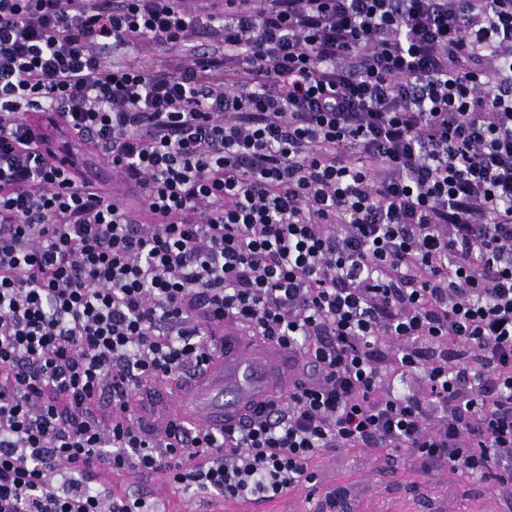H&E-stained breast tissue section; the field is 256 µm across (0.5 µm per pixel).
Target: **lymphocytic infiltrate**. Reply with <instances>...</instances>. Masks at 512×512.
<instances>
[{"label": "lymphocytic infiltrate", "instance_id": "lymphocytic-infiltrate-1", "mask_svg": "<svg viewBox=\"0 0 512 512\" xmlns=\"http://www.w3.org/2000/svg\"><path fill=\"white\" fill-rule=\"evenodd\" d=\"M227 325L287 395L134 420ZM340 449L512 496V0H0V512H156L98 470L270 501ZM46 133L51 147L62 152V149L68 146L79 160V166L83 172L89 171L100 179L99 182L112 187V170L99 153L87 143L71 135L54 116L46 127Z\"/></svg>", "mask_w": 512, "mask_h": 512}]
</instances>
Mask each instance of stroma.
I'll return each mask as SVG.
<instances>
[{
    "instance_id": "obj_1",
    "label": "stroma",
    "mask_w": 512,
    "mask_h": 512,
    "mask_svg": "<svg viewBox=\"0 0 512 512\" xmlns=\"http://www.w3.org/2000/svg\"><path fill=\"white\" fill-rule=\"evenodd\" d=\"M49 144L55 149H70L82 170L111 184L112 170L87 143L71 135L59 120L46 127ZM320 486H298L288 495L268 501L265 512H320L326 491L346 488L347 500L355 512H425L423 500L433 497L443 512H507L491 484L476 476L459 475L442 470L436 475L423 472L419 463L404 457L396 469H389L385 460L368 455L327 453L317 460Z\"/></svg>"
}]
</instances>
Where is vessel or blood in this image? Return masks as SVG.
I'll use <instances>...</instances> for the list:
<instances>
[{"instance_id": "b4317fda", "label": "vessel or blood", "mask_w": 512, "mask_h": 512, "mask_svg": "<svg viewBox=\"0 0 512 512\" xmlns=\"http://www.w3.org/2000/svg\"><path fill=\"white\" fill-rule=\"evenodd\" d=\"M287 380V349L271 343L253 344L235 329L224 339L223 358L210 362L189 383L178 412L191 424L231 428L283 391Z\"/></svg>"}]
</instances>
